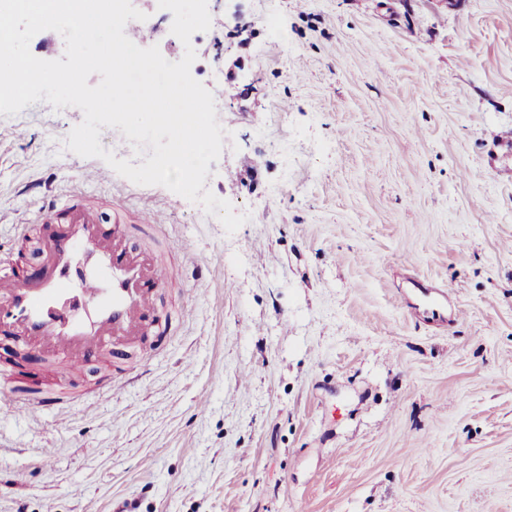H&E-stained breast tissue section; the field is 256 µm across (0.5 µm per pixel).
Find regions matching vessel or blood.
I'll return each instance as SVG.
<instances>
[{"instance_id": "vessel-or-blood-1", "label": "vessel or blood", "mask_w": 512, "mask_h": 512, "mask_svg": "<svg viewBox=\"0 0 512 512\" xmlns=\"http://www.w3.org/2000/svg\"><path fill=\"white\" fill-rule=\"evenodd\" d=\"M43 272L28 275L21 262L0 275V335L71 371L114 341L167 335L155 295L165 281L152 252L132 242L129 227H105L84 194L48 207L40 218ZM31 386L28 412L67 405Z\"/></svg>"}]
</instances>
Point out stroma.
<instances>
[{"mask_svg": "<svg viewBox=\"0 0 512 512\" xmlns=\"http://www.w3.org/2000/svg\"><path fill=\"white\" fill-rule=\"evenodd\" d=\"M208 8L195 64L227 135L204 187L250 213L236 233L69 151L82 113L0 114V257L48 196L166 209L176 327L115 393L110 356L13 367L0 337V512H512V0ZM33 372L75 403L14 406Z\"/></svg>", "mask_w": 512, "mask_h": 512, "instance_id": "35a3bbf8", "label": "stroma"}]
</instances>
